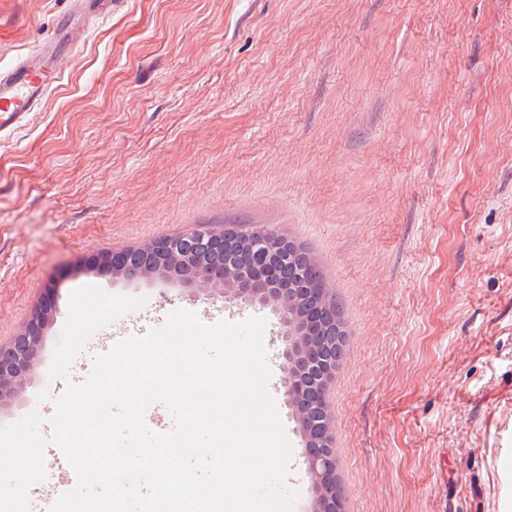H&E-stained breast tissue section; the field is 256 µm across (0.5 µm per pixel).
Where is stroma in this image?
<instances>
[{"label":"stroma","mask_w":512,"mask_h":512,"mask_svg":"<svg viewBox=\"0 0 512 512\" xmlns=\"http://www.w3.org/2000/svg\"><path fill=\"white\" fill-rule=\"evenodd\" d=\"M73 0H0V67ZM30 123L0 140V344L45 288L37 370L0 409L50 420L129 317L268 307L90 272L96 254L228 222L304 243L343 304L329 391L345 512H512V0H113ZM30 512L77 482L58 447Z\"/></svg>","instance_id":"1"}]
</instances>
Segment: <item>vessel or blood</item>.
Listing matches in <instances>:
<instances>
[{
    "label": "vessel or blood",
    "instance_id": "vessel-or-blood-1",
    "mask_svg": "<svg viewBox=\"0 0 512 512\" xmlns=\"http://www.w3.org/2000/svg\"><path fill=\"white\" fill-rule=\"evenodd\" d=\"M80 30L71 16L59 17L53 35L39 48L0 68V139L26 127L33 112L59 81Z\"/></svg>",
    "mask_w": 512,
    "mask_h": 512
}]
</instances>
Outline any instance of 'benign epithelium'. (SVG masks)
Wrapping results in <instances>:
<instances>
[{
    "instance_id": "7a95c632",
    "label": "benign epithelium",
    "mask_w": 512,
    "mask_h": 512,
    "mask_svg": "<svg viewBox=\"0 0 512 512\" xmlns=\"http://www.w3.org/2000/svg\"><path fill=\"white\" fill-rule=\"evenodd\" d=\"M293 243L266 227L245 224L202 225L181 235L112 249L91 258L88 268L114 278H161L199 293L219 290L228 299L247 298L278 311L284 331V395L303 434V455L313 491L312 512H344L336 492V452L325 410L336 373V307L313 261L288 263ZM56 312L52 289L33 308L24 327L0 346V408L31 378L41 341Z\"/></svg>"
}]
</instances>
